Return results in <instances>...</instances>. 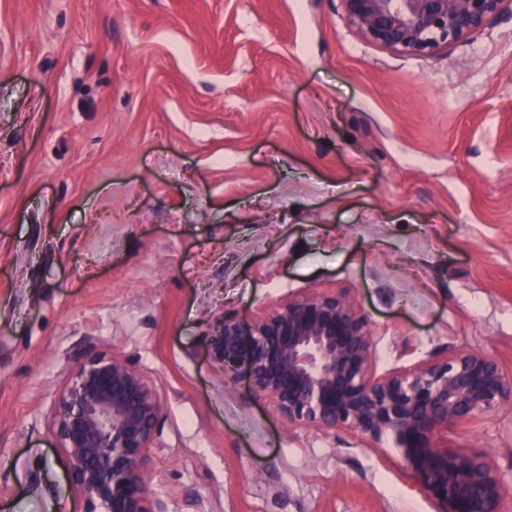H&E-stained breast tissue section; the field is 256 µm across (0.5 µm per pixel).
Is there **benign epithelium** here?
I'll list each match as a JSON object with an SVG mask.
<instances>
[{"label":"benign epithelium","mask_w":512,"mask_h":512,"mask_svg":"<svg viewBox=\"0 0 512 512\" xmlns=\"http://www.w3.org/2000/svg\"><path fill=\"white\" fill-rule=\"evenodd\" d=\"M341 3L361 39L414 56L473 40L512 15V0ZM216 338L224 370L246 378L289 425L391 445L435 512H500L512 485L484 451L448 447L453 429L512 411V380L491 355L450 349L379 374L369 324L343 292L290 299L246 328L226 319ZM163 412L154 384L126 358L70 356L51 419L82 512H166L145 481Z\"/></svg>","instance_id":"1"}]
</instances>
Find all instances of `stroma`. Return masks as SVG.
<instances>
[{"instance_id": "35a3bbf8", "label": "stroma", "mask_w": 512, "mask_h": 512, "mask_svg": "<svg viewBox=\"0 0 512 512\" xmlns=\"http://www.w3.org/2000/svg\"><path fill=\"white\" fill-rule=\"evenodd\" d=\"M334 291L378 372L512 379V16L422 57L340 0H0V512H81L50 412L89 338L163 400L168 512H433L392 448L224 372L221 320ZM448 444L512 479V413Z\"/></svg>"}]
</instances>
